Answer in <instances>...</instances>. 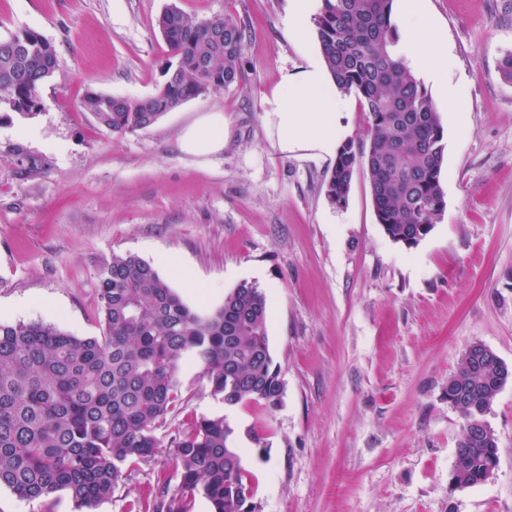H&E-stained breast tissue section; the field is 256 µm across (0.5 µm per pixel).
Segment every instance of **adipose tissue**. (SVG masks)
I'll return each instance as SVG.
<instances>
[{"label": "adipose tissue", "mask_w": 512, "mask_h": 512, "mask_svg": "<svg viewBox=\"0 0 512 512\" xmlns=\"http://www.w3.org/2000/svg\"><path fill=\"white\" fill-rule=\"evenodd\" d=\"M395 22L399 32L397 58L410 70L438 84L449 102H458L461 87L443 82L450 66L448 52L435 42V22L419 0H400ZM348 108V100L337 91L319 54L310 55L304 66L282 71L279 81L262 98L268 136L286 156H336L350 133L341 122ZM228 137L229 126L223 113L210 112L183 130L180 146L187 155L205 158L222 151Z\"/></svg>", "instance_id": "obj_1"}]
</instances>
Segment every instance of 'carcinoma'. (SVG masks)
<instances>
[{
  "label": "carcinoma",
  "mask_w": 512,
  "mask_h": 512,
  "mask_svg": "<svg viewBox=\"0 0 512 512\" xmlns=\"http://www.w3.org/2000/svg\"><path fill=\"white\" fill-rule=\"evenodd\" d=\"M393 0H322L314 18L336 89L355 94L366 138L340 147L325 180L327 199L346 203L354 170L365 174L385 234L417 245L443 218L440 181L446 143L431 95L396 56ZM158 27L168 48L165 80L131 101L89 92L81 100L96 124L114 133L156 124L167 106L235 83L246 36L231 16L196 21L167 8ZM57 67L54 47L35 30L0 38V112L21 113ZM102 336H72L41 322L0 324V487L34 502L67 490L80 509L112 498L126 474L160 447L156 431L184 402L180 367L202 368L209 393L234 407L282 405L284 384L267 335L268 296L244 280L223 305L201 315L149 263L114 254L98 281ZM512 381V368L463 352L448 378V404L474 422ZM224 416H194L170 437L181 494L151 487L129 512H189L202 495L211 512H252L253 487ZM498 461L495 434L463 432L448 483L486 482Z\"/></svg>",
  "instance_id": "1"
}]
</instances>
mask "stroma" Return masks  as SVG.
<instances>
[{
  "label": "stroma",
  "instance_id": "1",
  "mask_svg": "<svg viewBox=\"0 0 512 512\" xmlns=\"http://www.w3.org/2000/svg\"><path fill=\"white\" fill-rule=\"evenodd\" d=\"M177 5L199 21L247 29L241 76L155 125L118 134L80 102L89 92L137 100L164 82L157 19ZM465 98L429 93L446 142L442 220L413 247L378 224L354 172L345 205L324 179L333 159L282 156L262 96L319 50L287 32L288 0H0V38L32 29L57 68L38 113L0 118V323L50 321L101 335L98 275L131 252L198 311L239 282L268 295V339L285 385L281 407H227L199 366L184 365L185 401L162 446L97 512H128L148 487L180 490L167 442L192 416H224L255 478L259 512H512V382L484 416L498 440L489 481L451 489L464 421L448 379L479 342L512 367V0H421ZM223 112L230 137L207 158L183 153L181 130ZM268 450L259 458L251 432Z\"/></svg>",
  "mask_w": 512,
  "mask_h": 512
}]
</instances>
